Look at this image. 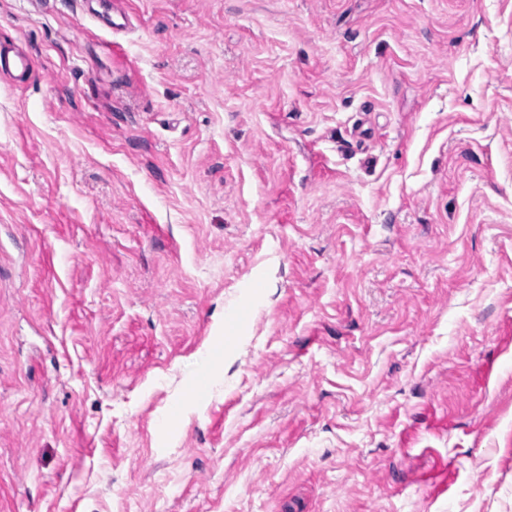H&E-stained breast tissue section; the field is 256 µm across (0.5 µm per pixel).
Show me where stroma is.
Here are the masks:
<instances>
[{
	"label": "stroma",
	"instance_id": "35a3bbf8",
	"mask_svg": "<svg viewBox=\"0 0 512 512\" xmlns=\"http://www.w3.org/2000/svg\"><path fill=\"white\" fill-rule=\"evenodd\" d=\"M119 3L0 0V512H512V0ZM32 70L33 61L28 54L12 43L0 42V73L24 82Z\"/></svg>",
	"mask_w": 512,
	"mask_h": 512
}]
</instances>
